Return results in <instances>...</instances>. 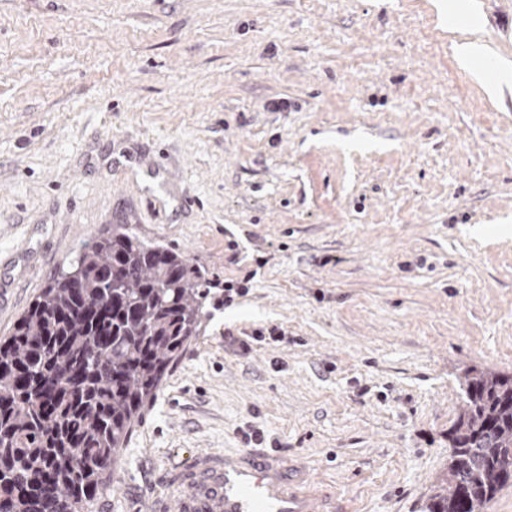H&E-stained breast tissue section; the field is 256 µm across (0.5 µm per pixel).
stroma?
Listing matches in <instances>:
<instances>
[{"label": "stroma", "mask_w": 512, "mask_h": 512, "mask_svg": "<svg viewBox=\"0 0 512 512\" xmlns=\"http://www.w3.org/2000/svg\"><path fill=\"white\" fill-rule=\"evenodd\" d=\"M447 2L0 0V338L106 224L240 290L92 512L256 430L344 512H424L464 372L512 373V95ZM470 2L512 62V0ZM454 50L461 67L470 73L491 99L495 100L504 87L512 88V69L505 67L490 72L482 65L488 57L489 48L480 40H465Z\"/></svg>", "instance_id": "obj_1"}]
</instances>
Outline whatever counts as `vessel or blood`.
<instances>
[{
	"label": "vessel or blood",
	"instance_id": "1",
	"mask_svg": "<svg viewBox=\"0 0 512 512\" xmlns=\"http://www.w3.org/2000/svg\"><path fill=\"white\" fill-rule=\"evenodd\" d=\"M151 512H336V492L264 448L199 449L165 477Z\"/></svg>",
	"mask_w": 512,
	"mask_h": 512
}]
</instances>
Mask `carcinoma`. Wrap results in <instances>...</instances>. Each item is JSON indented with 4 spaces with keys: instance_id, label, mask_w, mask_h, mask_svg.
I'll use <instances>...</instances> for the list:
<instances>
[{
    "instance_id": "cac0c4a2",
    "label": "carcinoma",
    "mask_w": 512,
    "mask_h": 512,
    "mask_svg": "<svg viewBox=\"0 0 512 512\" xmlns=\"http://www.w3.org/2000/svg\"><path fill=\"white\" fill-rule=\"evenodd\" d=\"M201 266L105 226L0 340V512H89L95 492L220 298ZM427 512H485L512 478V373L465 371Z\"/></svg>"
}]
</instances>
